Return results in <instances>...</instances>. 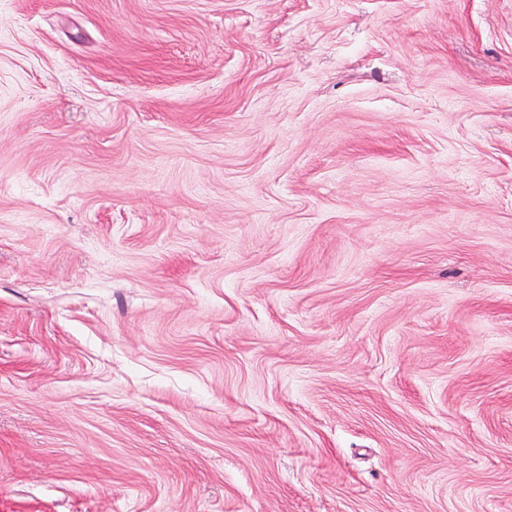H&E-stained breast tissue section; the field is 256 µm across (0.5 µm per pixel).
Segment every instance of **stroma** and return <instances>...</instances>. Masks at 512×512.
I'll list each match as a JSON object with an SVG mask.
<instances>
[{
  "instance_id": "35a3bbf8",
  "label": "stroma",
  "mask_w": 512,
  "mask_h": 512,
  "mask_svg": "<svg viewBox=\"0 0 512 512\" xmlns=\"http://www.w3.org/2000/svg\"><path fill=\"white\" fill-rule=\"evenodd\" d=\"M0 512H512V0H0Z\"/></svg>"
}]
</instances>
